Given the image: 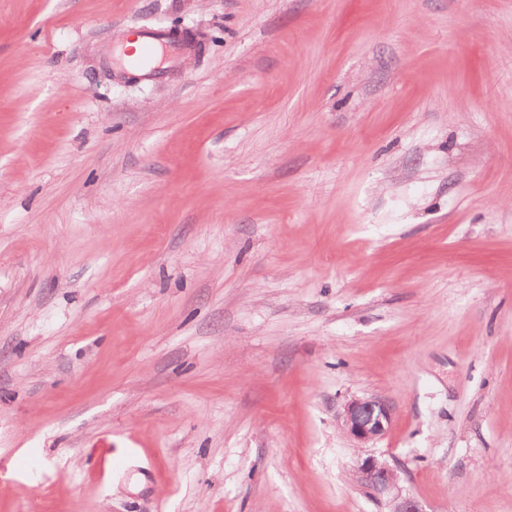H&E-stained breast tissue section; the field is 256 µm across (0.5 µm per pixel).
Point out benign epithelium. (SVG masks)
Masks as SVG:
<instances>
[{"mask_svg":"<svg viewBox=\"0 0 512 512\" xmlns=\"http://www.w3.org/2000/svg\"><path fill=\"white\" fill-rule=\"evenodd\" d=\"M338 420L348 437L362 445L386 433L391 423V408L376 397L355 398L343 406ZM353 479L369 489L375 499L384 502L387 512H426L417 498L402 494L396 470L375 455L360 459Z\"/></svg>","mask_w":512,"mask_h":512,"instance_id":"7a95c632","label":"benign epithelium"}]
</instances>
